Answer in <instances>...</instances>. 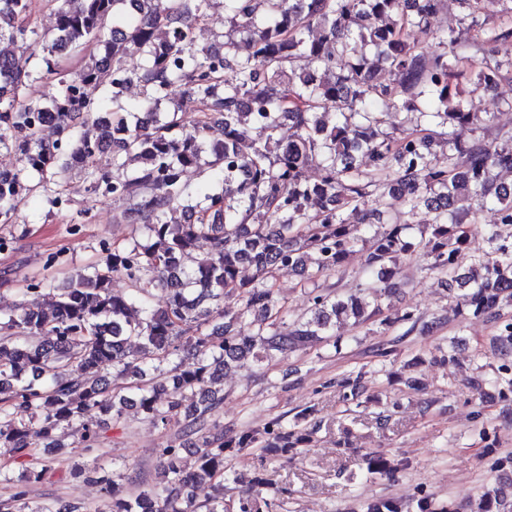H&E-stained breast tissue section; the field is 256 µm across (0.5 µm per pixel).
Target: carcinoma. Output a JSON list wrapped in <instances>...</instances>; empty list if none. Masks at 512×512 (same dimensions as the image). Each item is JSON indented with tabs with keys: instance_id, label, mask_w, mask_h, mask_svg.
Wrapping results in <instances>:
<instances>
[{
	"instance_id": "1",
	"label": "carcinoma",
	"mask_w": 512,
	"mask_h": 512,
	"mask_svg": "<svg viewBox=\"0 0 512 512\" xmlns=\"http://www.w3.org/2000/svg\"><path fill=\"white\" fill-rule=\"evenodd\" d=\"M135 2L137 14L127 0H43L55 22L39 36L38 70L28 64L40 6L0 0V150L20 158L0 170V224L13 223L23 190L59 204L76 170L93 193L129 201L116 223L137 225L127 242L103 246L92 270L62 288L31 281L15 309L0 315V456L24 465L16 476L0 468V484L12 489L0 512H83L78 501L32 504L28 486L54 473L35 449L57 447V431L75 427L89 452L129 405L155 427L182 424V436L196 439L193 462L174 438L159 449L160 480L150 488L94 463L70 476L101 486L104 512H225L224 489L237 479L227 456L246 448L264 461L298 454L314 430L278 416L224 434V371L284 359L338 339V323L366 322L399 289L398 260L417 249L473 317L496 321L512 305V194L498 181L512 171V146L482 137L462 147L448 131L491 121L463 85L493 87L512 74V58H486L474 74L461 31L441 32L430 52L408 43L405 30L426 26L444 0H224L229 30L218 51L194 39L195 26L210 19V0ZM459 3L485 42L512 44V23L479 20V0ZM314 28L320 36L311 40ZM239 37L250 46L246 56ZM134 82L143 88L136 109L153 115L147 126L120 103ZM34 83L55 92L35 95ZM177 87L200 106L192 133L183 132L178 109L159 112ZM389 111H417L438 131L391 137L379 130V114ZM331 112L328 125L323 115ZM254 127L265 140L252 136ZM284 128L294 131L286 143L276 139ZM439 135L448 144L445 165L433 160ZM114 142L112 168L104 169L98 158ZM203 164L212 182L193 188L183 173ZM313 164L322 170L316 182L306 177ZM375 185L403 196L409 214L426 211L418 241L406 234L410 224L365 237L383 223L369 206ZM476 205L494 209L497 222L486 229L489 251L461 273L463 221ZM179 209L193 221L169 222ZM365 247L369 280L361 288L342 297L314 289L311 315L288 317L274 288L278 272L311 281ZM116 276L128 291H113ZM230 297L240 303L235 310L224 307ZM497 343L512 358V322L500 324ZM109 367L127 379L112 393L101 376ZM364 464L370 476L393 470L377 455ZM252 483L255 493L233 502L234 512H277L284 491L269 490L260 472ZM202 484L212 495L200 504L193 491ZM502 508L499 489L482 494L479 512ZM366 512L456 509L423 493L406 508L380 499Z\"/></svg>"
}]
</instances>
